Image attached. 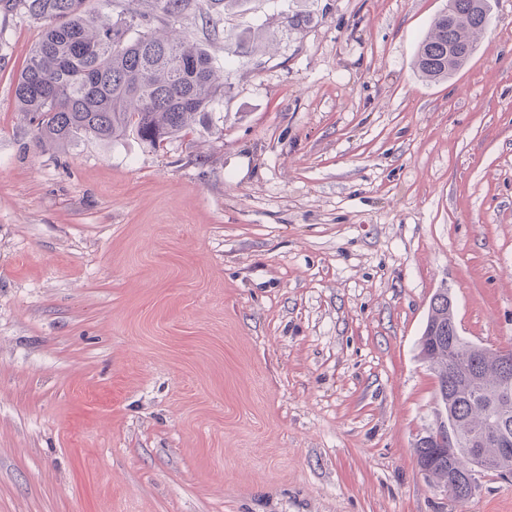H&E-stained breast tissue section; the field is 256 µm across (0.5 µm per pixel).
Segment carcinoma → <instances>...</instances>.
Wrapping results in <instances>:
<instances>
[{
  "label": "carcinoma",
  "mask_w": 512,
  "mask_h": 512,
  "mask_svg": "<svg viewBox=\"0 0 512 512\" xmlns=\"http://www.w3.org/2000/svg\"><path fill=\"white\" fill-rule=\"evenodd\" d=\"M128 2L120 18L97 22L86 14V0H14V7L44 23L14 90L18 109L31 114L40 148L62 150L85 137L114 141L130 133L156 147L211 122L213 103L224 96L211 54L148 30L128 36L138 21L155 12L177 21L194 7L193 0ZM488 21V0H448L418 46L416 67L422 78L445 80L462 68ZM455 325L454 301L442 288L430 301L419 348L435 371L437 402L460 445L450 462L429 440L417 449V461L436 482L456 485L452 497L464 503L472 494L456 481L469 459L470 437L497 423L512 428V395L500 393L512 364H506L499 349L458 340ZM481 451L488 463L484 472L512 475V452L503 453L493 439Z\"/></svg>",
  "instance_id": "carcinoma-1"
}]
</instances>
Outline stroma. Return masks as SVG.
Masks as SVG:
<instances>
[{
  "instance_id": "obj_1",
  "label": "stroma",
  "mask_w": 512,
  "mask_h": 512,
  "mask_svg": "<svg viewBox=\"0 0 512 512\" xmlns=\"http://www.w3.org/2000/svg\"><path fill=\"white\" fill-rule=\"evenodd\" d=\"M447 2L188 12L210 128L54 151L14 97L42 25L0 7V512H512L415 455L437 289L512 345V0L427 82Z\"/></svg>"
}]
</instances>
